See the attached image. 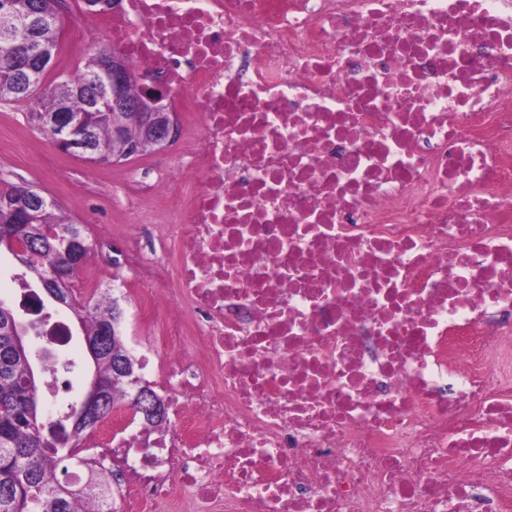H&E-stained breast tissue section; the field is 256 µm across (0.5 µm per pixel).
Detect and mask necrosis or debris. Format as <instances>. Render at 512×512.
Returning a JSON list of instances; mask_svg holds the SVG:
<instances>
[{"mask_svg":"<svg viewBox=\"0 0 512 512\" xmlns=\"http://www.w3.org/2000/svg\"><path fill=\"white\" fill-rule=\"evenodd\" d=\"M180 144L121 239L165 421L128 512H512V0H71ZM178 183V193L166 192Z\"/></svg>","mask_w":512,"mask_h":512,"instance_id":"necrosis-or-debris-1","label":"necrosis or debris"}]
</instances>
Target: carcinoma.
<instances>
[{"label":"carcinoma","instance_id":"1","mask_svg":"<svg viewBox=\"0 0 512 512\" xmlns=\"http://www.w3.org/2000/svg\"><path fill=\"white\" fill-rule=\"evenodd\" d=\"M42 0H0V13L35 10ZM63 17L31 26L21 19L14 34L0 36V102L27 101L29 120L42 134L55 138V133L42 124L43 114L61 113L85 118L93 140V161L118 164L128 160L119 139L117 126L136 133L128 111L112 110L111 94L98 74V52L88 54L71 76L58 77L44 84L47 70H41L30 93L17 89L14 73L4 61L29 49L54 63L58 52ZM23 251L13 256L31 270L46 276L59 271H73V263L84 264L91 252L90 243L79 225L59 213V204L52 199L36 210L34 221L23 225L20 232ZM69 309L83 330V337L106 336L107 352L95 358L94 370L108 385L106 413H112L123 397L132 395L135 377V356L127 344L117 338L113 323L115 309L109 298L96 299L85 305L68 302ZM9 376H0V512H73L72 492L58 478L68 447L70 425L56 420L59 431L48 436L14 418L11 396L27 374V358L16 357L8 366Z\"/></svg>","mask_w":512,"mask_h":512}]
</instances>
